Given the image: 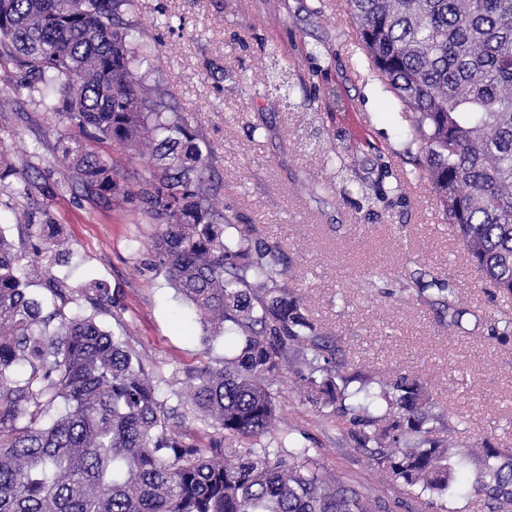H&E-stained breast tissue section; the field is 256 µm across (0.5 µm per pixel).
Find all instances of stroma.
Wrapping results in <instances>:
<instances>
[{
  "label": "stroma",
  "mask_w": 512,
  "mask_h": 512,
  "mask_svg": "<svg viewBox=\"0 0 512 512\" xmlns=\"http://www.w3.org/2000/svg\"><path fill=\"white\" fill-rule=\"evenodd\" d=\"M126 18L151 40L152 77L212 148L217 204L253 225L255 237L280 243L289 288L340 337L350 370L384 381L419 378L449 420L464 417L467 430L456 439L469 455L466 478L478 469L481 441L512 449V343L486 335L482 322L498 306L428 182L409 173L400 106L355 47L346 0H134ZM273 52L291 65L289 110L272 109L264 97ZM18 76L12 64L0 65V92L13 97L0 110L11 167L0 182V230L18 236L17 208L47 209L79 257L72 284L101 278L123 295V313L100 315L103 326L161 367L170 388L185 387L190 371L223 358V338L207 339L165 273L149 267L155 225L138 202L105 206L80 188H60L53 157L69 124L45 112L38 96H13ZM322 126L357 150L356 172L338 177L323 167L312 138ZM381 160L390 164L383 179ZM377 178L384 203L358 207L362 184ZM417 269L451 272L466 310L462 330L442 327L423 301L389 295L398 275ZM271 389L289 427L321 449L328 473L358 489L379 488L352 443L307 402L294 371L283 370Z\"/></svg>",
  "instance_id": "35a3bbf8"
}]
</instances>
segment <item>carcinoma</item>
I'll return each mask as SVG.
<instances>
[{
    "mask_svg": "<svg viewBox=\"0 0 512 512\" xmlns=\"http://www.w3.org/2000/svg\"><path fill=\"white\" fill-rule=\"evenodd\" d=\"M134 0H0V62L94 138L151 157L137 188L73 136L58 144L64 181L102 204L122 195L159 226L150 266L165 272L196 314L224 334V358L189 374V389L160 396L159 370L96 320L121 311L103 280L68 283L75 254L23 209L30 246L0 233V512H423L453 498L465 455L445 437L444 417L421 383L400 376L347 392L337 341L287 288L276 242L213 203L206 139L148 83L152 45L133 48L124 9ZM355 42L369 71L400 106L409 174L427 179L443 219L492 297L512 300V0H348ZM287 68L273 59L269 91L291 107ZM339 141L326 165L351 170ZM38 284L52 307L27 288ZM433 303L459 326L464 309L437 276ZM488 334L512 339V312ZM293 366L321 412L346 399V434L385 482L371 497L321 471L322 449L295 430L271 433L272 378ZM190 402L216 429L206 445L174 423ZM56 403L64 404L43 423ZM472 512H512V450H487L467 493Z\"/></svg>",
    "mask_w": 512,
    "mask_h": 512,
    "instance_id": "obj_1",
    "label": "carcinoma"
}]
</instances>
